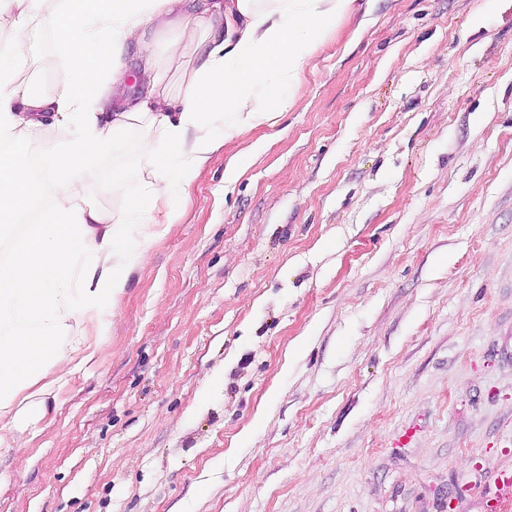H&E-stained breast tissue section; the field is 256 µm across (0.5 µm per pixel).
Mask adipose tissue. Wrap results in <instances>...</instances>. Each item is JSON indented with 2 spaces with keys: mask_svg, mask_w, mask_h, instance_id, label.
Listing matches in <instances>:
<instances>
[{
  "mask_svg": "<svg viewBox=\"0 0 512 512\" xmlns=\"http://www.w3.org/2000/svg\"><path fill=\"white\" fill-rule=\"evenodd\" d=\"M0 0V224L28 213L46 189L54 191L55 221L28 224L13 240L10 264L0 265V414L13 424L42 408V397L70 370L58 350L73 325L98 323L108 335L134 267L177 218L178 194L197 177L219 146L211 130L244 131L269 122L299 102L301 76L337 19L356 0ZM40 26L56 36L54 57L65 79L46 92L24 77L27 34ZM152 28H170L166 61L146 39ZM143 53L136 99L121 74L128 45ZM192 56L179 95L164 91L166 62ZM52 113L72 128L62 142H46L47 167L34 174L20 156L28 133ZM108 112L111 123L99 125ZM147 138L138 170L143 191L124 210L107 214L80 205L82 173L132 126ZM144 225L139 238L124 237L125 224ZM91 255L100 273L81 283L74 304L65 283L73 262Z\"/></svg>",
  "mask_w": 512,
  "mask_h": 512,
  "instance_id": "ef3b65f1",
  "label": "adipose tissue"
}]
</instances>
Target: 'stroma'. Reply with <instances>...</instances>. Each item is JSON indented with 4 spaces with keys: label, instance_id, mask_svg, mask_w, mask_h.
I'll return each instance as SVG.
<instances>
[{
    "label": "stroma",
    "instance_id": "35a3bbf8",
    "mask_svg": "<svg viewBox=\"0 0 512 512\" xmlns=\"http://www.w3.org/2000/svg\"><path fill=\"white\" fill-rule=\"evenodd\" d=\"M217 136L117 330L0 430V512H512V0H357L299 105Z\"/></svg>",
    "mask_w": 512,
    "mask_h": 512
}]
</instances>
